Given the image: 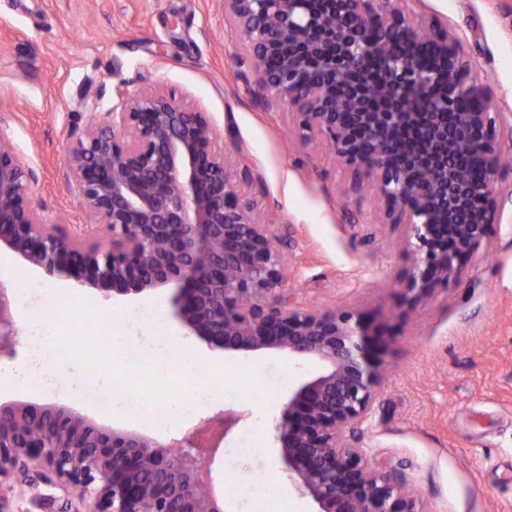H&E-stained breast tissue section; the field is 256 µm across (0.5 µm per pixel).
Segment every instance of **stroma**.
Here are the masks:
<instances>
[{
	"label": "stroma",
	"mask_w": 512,
	"mask_h": 512,
	"mask_svg": "<svg viewBox=\"0 0 512 512\" xmlns=\"http://www.w3.org/2000/svg\"><path fill=\"white\" fill-rule=\"evenodd\" d=\"M412 10L450 26L464 41L472 74L512 120V0H413ZM158 89L204 112L229 163H249L247 186L261 222L273 225L288 266V288L314 310L346 307L384 336L385 389L359 434L367 461L388 460L398 479L431 512H512V202L459 281L410 305L402 281L411 259L405 227L383 223L369 185L327 149L305 140L287 107L261 96L242 34L224 17V0H0V134L31 170L28 198L43 221L91 235V216L75 207L68 181V145L111 111L118 91ZM16 274L43 279L14 309L22 330L37 333L30 312L42 308L57 347L45 351V373L57 386L0 384V394L75 406L101 422L112 393V366L91 364L90 345L106 339L108 322L123 318L126 343L153 351L160 338L190 340L197 366L218 383L248 368L252 383L236 402L240 432L258 448L263 391L276 385L283 403L318 361L280 353L227 355L186 337L169 293L112 302L66 274L13 261ZM163 310L164 336L140 316ZM94 321L91 344L69 341L66 323ZM223 402L208 403L183 426L126 425L167 441L183 439ZM216 487L233 486L226 512H264L266 496L282 497L290 512L309 505L289 489L269 454L235 467L217 452Z\"/></svg>",
	"instance_id": "obj_1"
}]
</instances>
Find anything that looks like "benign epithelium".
I'll list each match as a JSON object with an SVG mask.
<instances>
[{"instance_id":"7a95c632","label":"benign epithelium","mask_w":512,"mask_h":512,"mask_svg":"<svg viewBox=\"0 0 512 512\" xmlns=\"http://www.w3.org/2000/svg\"><path fill=\"white\" fill-rule=\"evenodd\" d=\"M224 14L252 59L280 51L275 68L257 69L258 91L369 182L383 223L406 226L408 300L458 280L512 199L500 162L512 124L485 106L456 31L398 0H224ZM425 49L433 69L416 64ZM371 59L384 73L368 97ZM214 140L205 113L175 97L118 92L68 147L74 202L98 221L86 238L40 220L31 173L0 135V250L114 297L169 290L176 321L226 354L319 361L288 394L270 444L288 482L313 512H429L357 446L385 388L383 342L352 310L297 304L272 225L243 190L250 168L231 169ZM18 335L1 276L0 360L15 357ZM242 419L226 408L175 445L56 402L0 399V512L15 488L41 484L62 493L64 512H224L207 434L225 440Z\"/></svg>"}]
</instances>
